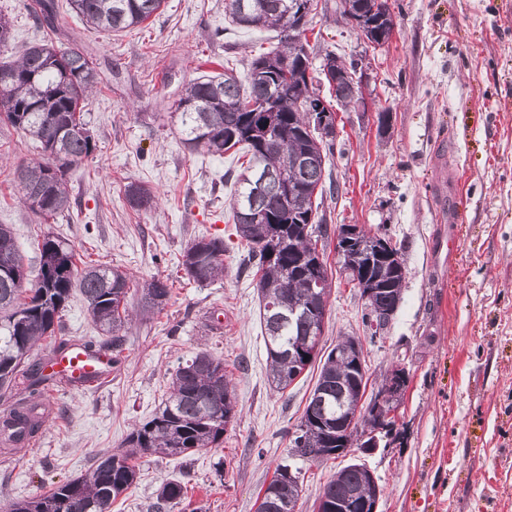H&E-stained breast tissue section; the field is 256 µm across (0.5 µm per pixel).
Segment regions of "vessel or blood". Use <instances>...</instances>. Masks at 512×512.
<instances>
[{"label":"vessel or blood","instance_id":"obj_1","mask_svg":"<svg viewBox=\"0 0 512 512\" xmlns=\"http://www.w3.org/2000/svg\"><path fill=\"white\" fill-rule=\"evenodd\" d=\"M48 369L75 387L105 384L111 377V358L107 352L86 350L75 344L64 351L50 354Z\"/></svg>","mask_w":512,"mask_h":512}]
</instances>
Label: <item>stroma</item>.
Wrapping results in <instances>:
<instances>
[{
  "mask_svg": "<svg viewBox=\"0 0 512 512\" xmlns=\"http://www.w3.org/2000/svg\"><path fill=\"white\" fill-rule=\"evenodd\" d=\"M28 0H0L11 37L0 63L46 35ZM394 33L376 47L345 23L339 0H314L306 32L314 64L326 53L358 63L365 105L336 113V140L318 218L356 224L400 247L403 301L383 342L364 344L370 387L396 366L408 375L399 432L387 447L353 449L301 463L295 512H316L323 485L360 461L383 489L377 512H512V0H388ZM57 46L97 59L102 81L84 113L97 148L66 174L71 206L44 217L19 200L14 168L40 158L37 141L0 122V224L11 225L30 272L43 235L65 239L78 257L132 278L120 361L104 387L52 391L37 438L0 461V499H23L84 474L104 450L122 451L135 425L164 402L179 363L201 351L223 360L236 417L219 447L186 456L142 454L136 482L110 512H149L160 485L182 484L170 512H256L318 379L308 368L277 392L266 377L260 299L249 251L232 240L222 280L189 281L182 266L198 238H230L228 202L237 153L188 149L176 102L184 88L245 68L273 49L271 30L242 31L224 0H164L144 24L106 33L61 6ZM387 113V126L378 123ZM131 183L158 197L151 209L125 200ZM457 236L449 253L448 236ZM328 302L322 345L366 336L364 301L336 265L328 239ZM167 280L161 310L142 317L138 286ZM63 338L104 343L80 292L62 317Z\"/></svg>",
  "mask_w": 512,
  "mask_h": 512,
  "instance_id": "obj_1",
  "label": "stroma"
}]
</instances>
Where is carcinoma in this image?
I'll list each match as a JSON object with an SVG mask.
<instances>
[{"label":"carcinoma","mask_w":512,"mask_h":512,"mask_svg":"<svg viewBox=\"0 0 512 512\" xmlns=\"http://www.w3.org/2000/svg\"><path fill=\"white\" fill-rule=\"evenodd\" d=\"M314 0H224V13L243 29L255 27L285 30L300 25L296 38L281 37L276 49L253 58L244 73L233 68L190 83L178 103L185 144L213 154H224L227 139L250 154L248 164L234 174L238 184L229 201L236 235L249 246L261 299V318L266 336L267 380L277 390L286 389L309 364L298 356L297 346L322 333L326 305L314 299L311 282L327 287L320 239L328 238L327 225L315 221L313 196L325 184V159L335 137L314 139L307 120L308 103L320 99L314 81L328 85L337 105L347 108L364 103L355 82L354 63L338 61L336 80L312 66L308 43L302 42ZM358 30L372 44L387 42L394 21L387 0H340ZM164 0H67L69 9L85 24L102 31H122L143 24L159 11ZM56 0H35L32 17L39 26L54 29ZM14 78L0 81V121L9 123L36 139L47 157L21 163L16 177L21 201L35 213L48 217L69 209L71 198L65 169L89 157L96 144L83 119L85 101L97 85L95 63L77 51H62L51 41L29 46L22 57L0 74ZM267 103L264 123L251 119ZM129 205L140 210L155 201L152 190L137 183L125 189ZM389 246L386 269L357 265L341 259L348 280L374 283V309L395 311L403 299L406 265L400 248L382 235ZM40 269L37 281L25 288L27 274L13 230L0 224V390L8 391L23 379L30 394L45 396L39 386L49 377L31 353L41 341L63 348L57 336L62 312L73 288L84 294L94 320L112 335L118 346L123 326L120 313L130 289V277L115 268L91 263L77 264L76 253L66 241L50 234L37 244ZM227 245L219 237L201 238L185 249L182 266L188 279L198 285L224 276ZM166 280L154 279L143 289V311L161 308L168 300ZM320 372L304 414L291 440V456L320 462L335 455L347 434H336L333 413L341 402L360 405L352 431L367 425L378 438L391 435L395 418L374 414L373 398H364L365 374L336 359V349L320 356ZM46 402L18 401L0 411V433L17 443L34 438L44 425L38 409ZM236 397L224 372V362L200 352L180 364L172 376L171 391L162 409L129 434L126 449L100 453L82 476L54 486L47 492L21 500H0V512H109L112 501L137 478L134 460L144 451L179 456L212 448L224 438L235 417ZM289 465H281L266 487L257 512H294L302 492L288 478ZM363 463H351L338 471L319 496L318 512H336L347 499L374 502L377 488L366 476ZM183 497V488L164 482L151 505L153 512H166Z\"/></svg>","instance_id":"1"}]
</instances>
